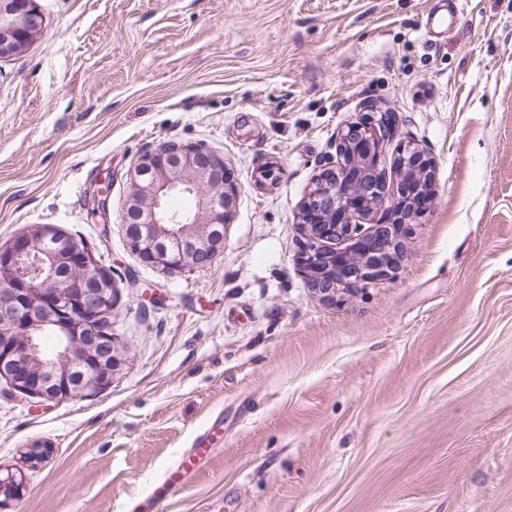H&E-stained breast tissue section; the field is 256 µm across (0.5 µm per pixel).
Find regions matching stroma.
Listing matches in <instances>:
<instances>
[{
  "label": "stroma",
  "mask_w": 512,
  "mask_h": 512,
  "mask_svg": "<svg viewBox=\"0 0 512 512\" xmlns=\"http://www.w3.org/2000/svg\"><path fill=\"white\" fill-rule=\"evenodd\" d=\"M456 2L434 34L436 0H39L44 36L0 59V245L53 224L112 268L125 362L64 400L0 381V471L25 485L0 512H512V0ZM369 100L398 115L386 203L408 142L436 194L398 267L327 304L296 214ZM165 141L240 187L211 268L158 271L125 236ZM222 439H224V436L222 437L221 429H214L211 433V441L207 445L197 447L192 454L182 456L177 467L158 481L154 489L155 496L164 497L175 487L183 485L203 466L210 456L213 450L211 442L221 441Z\"/></svg>",
  "instance_id": "1"
}]
</instances>
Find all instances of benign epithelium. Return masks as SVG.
Instances as JSON below:
<instances>
[{
  "mask_svg": "<svg viewBox=\"0 0 512 512\" xmlns=\"http://www.w3.org/2000/svg\"><path fill=\"white\" fill-rule=\"evenodd\" d=\"M37 0H0V59L22 55L44 34ZM369 115L336 135V169L320 174L305 196L298 223L308 229L301 254L310 291L333 304L345 287L389 275L407 220L423 217L434 190V162L410 144L394 166L398 197L386 221L365 230L360 220L382 206L386 180L380 148L396 134V116L375 103ZM224 159L201 145L163 142L138 159L125 201V234L133 251L165 272L206 268L224 252L223 227L240 187L226 176ZM173 195L194 208L172 210ZM84 272L68 277L70 268ZM116 285L82 243L52 224H38L0 246V380L44 400L104 387L122 364L110 313ZM23 479L0 476V507L20 496Z\"/></svg>",
  "mask_w": 512,
  "mask_h": 512,
  "instance_id": "benign-epithelium-1",
  "label": "benign epithelium"
}]
</instances>
